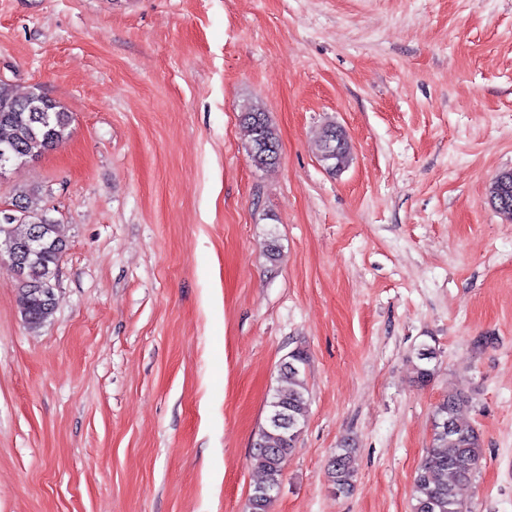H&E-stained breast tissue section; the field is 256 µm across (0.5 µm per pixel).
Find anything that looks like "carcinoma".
<instances>
[{"label": "carcinoma", "mask_w": 512, "mask_h": 512, "mask_svg": "<svg viewBox=\"0 0 512 512\" xmlns=\"http://www.w3.org/2000/svg\"><path fill=\"white\" fill-rule=\"evenodd\" d=\"M37 93L25 95L0 81V168L15 166L40 157L54 149L67 136L72 116L57 101L44 97L40 109H32ZM241 121L249 135L248 153L258 169L274 166L277 160L268 154V147L279 146V140L265 113L249 107L241 113ZM318 151L321 161L336 171L349 167L351 149L346 133L333 124L320 136ZM491 202L504 214L512 215V193L504 192L498 180L488 188ZM27 214L22 223L0 218V234L4 241L28 245L37 238L40 253L27 262L24 279L19 282V308L24 320L37 330L53 315L55 307L37 293L48 280L65 248L58 224L41 204L35 191H21L14 197ZM416 381L424 386L435 373L432 362L437 350L425 345L417 352ZM307 357L295 350L280 365V385L266 400L268 414L253 442V460L262 473L249 501L250 512H270L282 482L286 458L307 422L310 398L305 379ZM466 400L450 394L433 411V443L426 450L414 480L413 512H467L463 489L481 465L483 443L472 426L461 421ZM333 488L345 493L352 485L354 469L351 449L341 448L328 468Z\"/></svg>", "instance_id": "1"}]
</instances>
